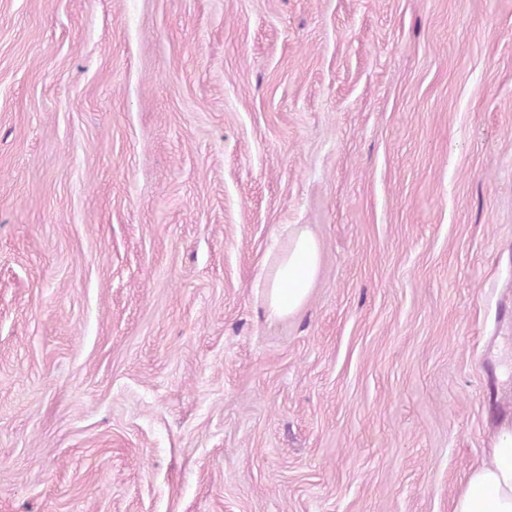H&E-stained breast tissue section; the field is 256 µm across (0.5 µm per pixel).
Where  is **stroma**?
<instances>
[{"label": "stroma", "mask_w": 512, "mask_h": 512, "mask_svg": "<svg viewBox=\"0 0 512 512\" xmlns=\"http://www.w3.org/2000/svg\"><path fill=\"white\" fill-rule=\"evenodd\" d=\"M507 424L512 0H0V512H451ZM284 236L288 245L276 243L252 284L262 293L268 314L275 318L289 317L302 309L320 269V246L306 225L286 224L277 239Z\"/></svg>", "instance_id": "1"}]
</instances>
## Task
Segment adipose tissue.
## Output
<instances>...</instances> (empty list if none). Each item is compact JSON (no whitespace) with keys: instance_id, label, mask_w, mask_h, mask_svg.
<instances>
[{"instance_id":"adipose-tissue-1","label":"adipose tissue","mask_w":512,"mask_h":512,"mask_svg":"<svg viewBox=\"0 0 512 512\" xmlns=\"http://www.w3.org/2000/svg\"><path fill=\"white\" fill-rule=\"evenodd\" d=\"M287 246L274 247L253 280L270 316H292L304 306L320 269V246L307 226L280 229ZM452 512H512V429L501 431L491 459L473 467Z\"/></svg>"}]
</instances>
